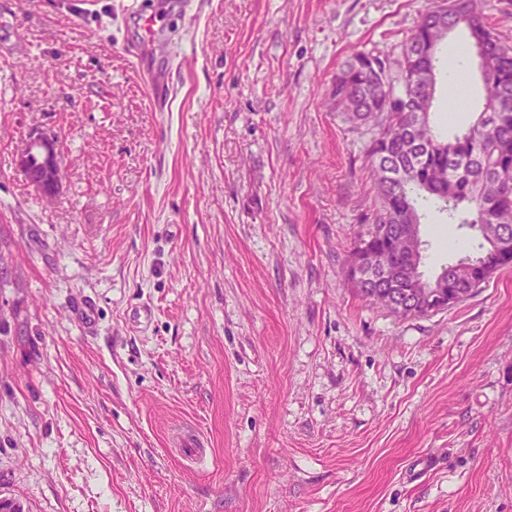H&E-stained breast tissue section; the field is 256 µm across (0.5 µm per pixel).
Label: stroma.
<instances>
[{"mask_svg": "<svg viewBox=\"0 0 512 512\" xmlns=\"http://www.w3.org/2000/svg\"><path fill=\"white\" fill-rule=\"evenodd\" d=\"M67 2L0 0V496L25 512H512V266L405 317L348 277L380 201L333 81L353 51L399 55L429 0H202L164 19L163 112L128 51L134 5L160 0ZM439 57L431 120L449 138L486 90L466 30ZM34 134L58 139L50 199L18 165ZM424 211L434 276L478 240ZM181 428L205 458L175 447Z\"/></svg>", "mask_w": 512, "mask_h": 512, "instance_id": "35a3bbf8", "label": "stroma"}]
</instances>
